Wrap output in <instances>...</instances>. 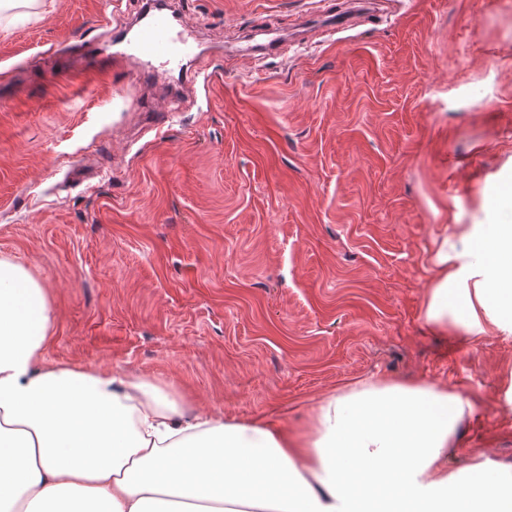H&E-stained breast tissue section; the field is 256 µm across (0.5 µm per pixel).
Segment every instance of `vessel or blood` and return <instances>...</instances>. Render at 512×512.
<instances>
[{"mask_svg": "<svg viewBox=\"0 0 512 512\" xmlns=\"http://www.w3.org/2000/svg\"><path fill=\"white\" fill-rule=\"evenodd\" d=\"M193 41V29L181 17L157 8L143 12L135 33L124 43V53L141 75L162 78L180 66Z\"/></svg>", "mask_w": 512, "mask_h": 512, "instance_id": "vessel-or-blood-1", "label": "vessel or blood"}]
</instances>
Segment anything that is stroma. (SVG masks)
<instances>
[{"mask_svg": "<svg viewBox=\"0 0 512 512\" xmlns=\"http://www.w3.org/2000/svg\"><path fill=\"white\" fill-rule=\"evenodd\" d=\"M161 80L116 38L145 0L0 20V255L48 288L45 360L304 430L368 376L466 398L448 464L512 470V338L424 319L443 235L512 181V0H167ZM380 3V1H345L342 2L343 7L336 12V19L334 14L331 18L333 19V29L340 30L346 29L352 25V22L356 15L369 5Z\"/></svg>", "mask_w": 512, "mask_h": 512, "instance_id": "1", "label": "stroma"}]
</instances>
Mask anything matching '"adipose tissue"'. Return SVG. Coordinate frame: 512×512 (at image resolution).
Segmentation results:
<instances>
[{"mask_svg": "<svg viewBox=\"0 0 512 512\" xmlns=\"http://www.w3.org/2000/svg\"><path fill=\"white\" fill-rule=\"evenodd\" d=\"M434 329L512 334V195L439 243ZM48 289L0 256V512H512V471L448 468L467 403L371 377L320 400L300 434L184 413L162 385L46 364Z\"/></svg>", "mask_w": 512, "mask_h": 512, "instance_id": "1", "label": "adipose tissue"}]
</instances>
